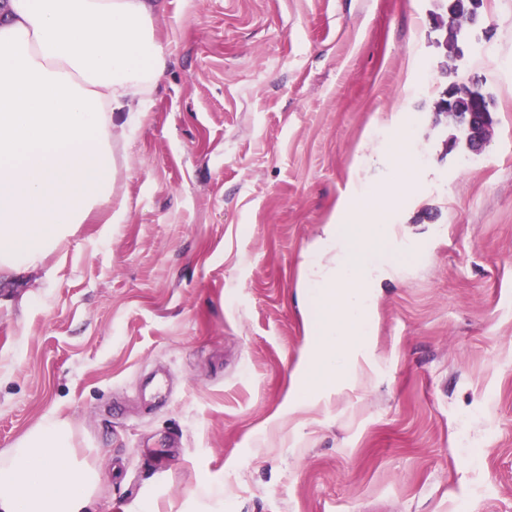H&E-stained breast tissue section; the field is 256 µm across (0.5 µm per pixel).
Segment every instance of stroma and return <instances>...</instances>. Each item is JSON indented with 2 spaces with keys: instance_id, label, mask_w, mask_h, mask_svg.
<instances>
[{
  "instance_id": "35a3bbf8",
  "label": "stroma",
  "mask_w": 512,
  "mask_h": 512,
  "mask_svg": "<svg viewBox=\"0 0 512 512\" xmlns=\"http://www.w3.org/2000/svg\"><path fill=\"white\" fill-rule=\"evenodd\" d=\"M443 0H165L163 80L119 157L122 224L0 280V451L47 413L95 512H512V0L458 56ZM477 81L481 155L433 106ZM420 245L354 388L288 412L305 250L357 182Z\"/></svg>"
}]
</instances>
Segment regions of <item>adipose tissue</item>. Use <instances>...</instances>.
<instances>
[{
  "mask_svg": "<svg viewBox=\"0 0 512 512\" xmlns=\"http://www.w3.org/2000/svg\"><path fill=\"white\" fill-rule=\"evenodd\" d=\"M159 0H0V278L126 219L117 149L161 82ZM100 474L53 415L0 452V512H93Z\"/></svg>",
  "mask_w": 512,
  "mask_h": 512,
  "instance_id": "adipose-tissue-1",
  "label": "adipose tissue"
}]
</instances>
